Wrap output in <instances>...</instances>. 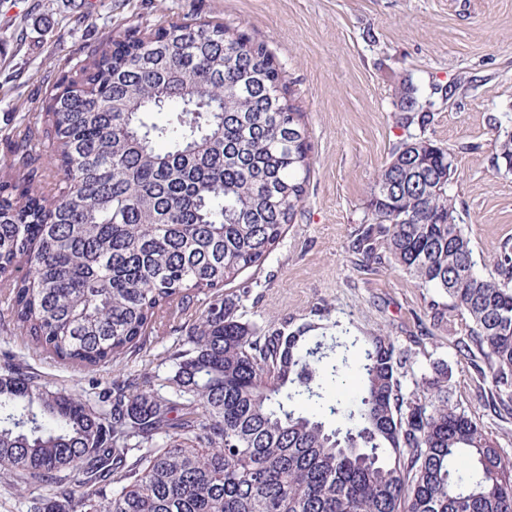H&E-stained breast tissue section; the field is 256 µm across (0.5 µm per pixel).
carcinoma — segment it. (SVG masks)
<instances>
[{
    "label": "carcinoma",
    "instance_id": "carcinoma-1",
    "mask_svg": "<svg viewBox=\"0 0 512 512\" xmlns=\"http://www.w3.org/2000/svg\"><path fill=\"white\" fill-rule=\"evenodd\" d=\"M0 160V326L95 372L134 352L173 306L212 300L157 375L116 376L89 402L0 374V479L38 483L32 512H512V461L450 399L448 365L407 393L387 336L347 352L305 323L258 337L224 285L294 223L308 133L273 56L245 34L175 21L104 36L60 77ZM450 153L403 142L370 190L356 249L423 288L468 335L473 387L512 421V243L475 270L457 222ZM495 162L512 170V134ZM341 348L344 353L336 354ZM120 486L107 496L105 489Z\"/></svg>",
    "mask_w": 512,
    "mask_h": 512
}]
</instances>
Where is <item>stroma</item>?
<instances>
[{
    "label": "stroma",
    "mask_w": 512,
    "mask_h": 512,
    "mask_svg": "<svg viewBox=\"0 0 512 512\" xmlns=\"http://www.w3.org/2000/svg\"><path fill=\"white\" fill-rule=\"evenodd\" d=\"M171 20L223 23L265 44L309 129L313 165L294 224L224 288L238 320L259 336L316 320L327 337H390L406 391L422 392L448 364L454 400L490 425L457 348L460 320H434V290L365 262L352 243L369 221L378 172L401 142L421 138L454 157L450 193L477 271L492 274L493 256L512 241V171L493 160L512 133V0H0V157L87 46L133 21L150 31ZM407 87L427 122L402 123ZM210 299L197 293L141 350L94 373L0 328V369L11 364L90 398L115 376L161 370Z\"/></svg>",
    "instance_id": "35a3bbf8"
}]
</instances>
